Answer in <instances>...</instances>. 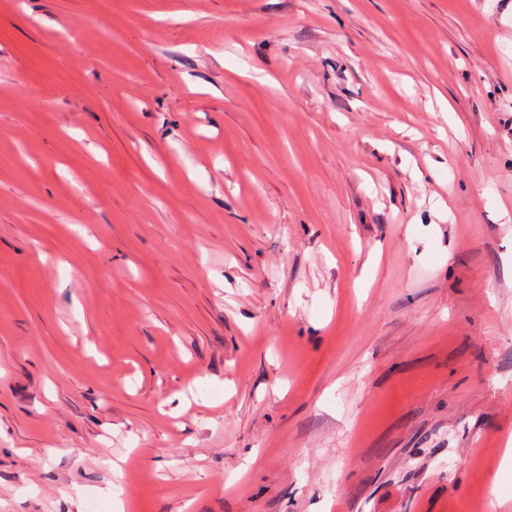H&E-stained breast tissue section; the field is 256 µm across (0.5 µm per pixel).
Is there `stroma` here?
I'll list each match as a JSON object with an SVG mask.
<instances>
[{
	"instance_id": "1",
	"label": "stroma",
	"mask_w": 512,
	"mask_h": 512,
	"mask_svg": "<svg viewBox=\"0 0 512 512\" xmlns=\"http://www.w3.org/2000/svg\"><path fill=\"white\" fill-rule=\"evenodd\" d=\"M511 440L512 0H0V512H512Z\"/></svg>"
}]
</instances>
